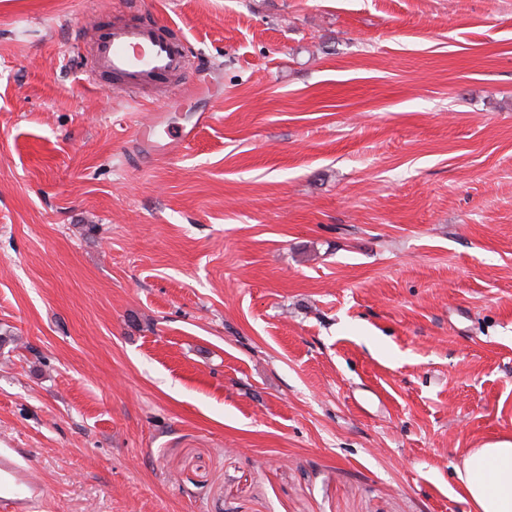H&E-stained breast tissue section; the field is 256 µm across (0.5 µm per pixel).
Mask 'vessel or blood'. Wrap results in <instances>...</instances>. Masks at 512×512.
<instances>
[{"mask_svg": "<svg viewBox=\"0 0 512 512\" xmlns=\"http://www.w3.org/2000/svg\"><path fill=\"white\" fill-rule=\"evenodd\" d=\"M189 67L185 44L162 35L150 23H124L101 30L90 70L117 78L125 92L156 83L180 81ZM27 457L0 448V512H42L46 492L29 477Z\"/></svg>", "mask_w": 512, "mask_h": 512, "instance_id": "b4317fda", "label": "vessel or blood"}]
</instances>
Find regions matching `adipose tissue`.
Here are the masks:
<instances>
[{
	"label": "adipose tissue",
	"mask_w": 512,
	"mask_h": 512,
	"mask_svg": "<svg viewBox=\"0 0 512 512\" xmlns=\"http://www.w3.org/2000/svg\"><path fill=\"white\" fill-rule=\"evenodd\" d=\"M458 475L473 512H512V438L469 449Z\"/></svg>",
	"instance_id": "ef3b65f1"
}]
</instances>
